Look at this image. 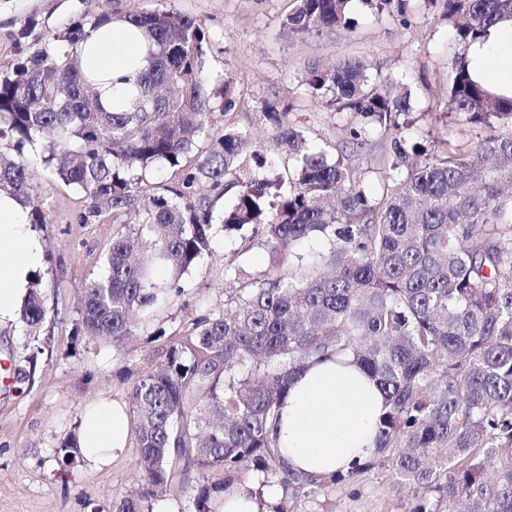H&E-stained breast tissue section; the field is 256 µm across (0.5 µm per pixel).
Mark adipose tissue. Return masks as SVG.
<instances>
[{"instance_id":"1","label":"adipose tissue","mask_w":512,"mask_h":512,"mask_svg":"<svg viewBox=\"0 0 512 512\" xmlns=\"http://www.w3.org/2000/svg\"><path fill=\"white\" fill-rule=\"evenodd\" d=\"M143 56L140 31L116 23L97 32L83 58L87 67L105 72L103 98L111 103L120 95L121 78L134 77L135 63ZM468 57L476 80L494 92L512 95V25L490 30L485 40L469 47ZM40 259L25 206L0 194V322L15 319ZM382 406L379 387L360 366L313 364L291 384L275 431L277 443L296 470L324 474L347 469L374 452ZM129 436L125 407L101 403L84 417L79 451L86 464L96 468L122 456Z\"/></svg>"}]
</instances>
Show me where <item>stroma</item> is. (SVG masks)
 Returning a JSON list of instances; mask_svg holds the SVG:
<instances>
[{"mask_svg": "<svg viewBox=\"0 0 512 512\" xmlns=\"http://www.w3.org/2000/svg\"><path fill=\"white\" fill-rule=\"evenodd\" d=\"M406 18L377 17L355 4L350 27L322 34L284 33L282 24L295 0H0V76L17 59L87 12L172 7L200 20L209 31V75L231 76L245 104L226 116V124L248 130L269 147L271 125L263 115L269 97L290 108L289 119L304 135L331 146L342 144L347 116L311 101L302 86L308 68L341 57L369 64L386 79L409 81L411 114L417 128L437 132L456 126L460 145L474 134L457 116H441L436 85L463 47L429 0H411ZM35 199L49 209L50 221L32 228L41 246L40 278L50 311L45 332L50 349L39 355L33 381L15 392L0 386V512H113L130 495L135 479V446L101 468L75 459L60 475L61 447L80 426L89 407L125 402L140 372L158 360V345L141 334L124 345L76 333L77 301L86 285L106 271L112 240L108 224H83L87 202L81 192L54 179L41 165L32 169ZM236 255L248 276L261 274L269 253L250 229L219 234L207 265L183 275V293L157 311L155 325L173 332L196 316L224 308V258ZM298 512H407L405 493L388 473L360 479L356 489L342 486L304 500Z\"/></svg>", "mask_w": 512, "mask_h": 512, "instance_id": "stroma-1", "label": "stroma"}]
</instances>
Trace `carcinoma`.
<instances>
[{
	"instance_id": "carcinoma-1",
	"label": "carcinoma",
	"mask_w": 512,
	"mask_h": 512,
	"mask_svg": "<svg viewBox=\"0 0 512 512\" xmlns=\"http://www.w3.org/2000/svg\"><path fill=\"white\" fill-rule=\"evenodd\" d=\"M283 28L305 36L348 26L352 0H296ZM376 15L405 17L409 0H360ZM441 20L463 46L512 24V0H442ZM137 27L147 65L121 102H103L83 50L112 23ZM209 37L174 8L86 13L0 77V193L31 207L28 150L87 200L83 224H113L106 272L78 298L76 329L121 342L181 295L180 280L213 254L215 224L252 227L270 253L255 278L224 261V311L195 317L161 342L160 361L127 392L140 490L115 512H149L182 498L183 512H220L224 495L256 494L250 477L282 491L275 512L374 471L395 476L409 512H512V97L476 82L465 54L451 63L444 112L477 130L460 146L449 128L434 150L407 130L411 90L371 76L359 59L314 66L307 95L350 115L345 144L376 138L375 191L358 168L308 143L277 101L265 102L278 167L249 133L227 126L241 96L225 76L209 91ZM232 204L215 214L217 202ZM326 248L291 264L294 249ZM166 267L161 284L155 269ZM20 321L40 341L41 289ZM349 358L383 393L376 449L330 476L292 469L272 433L292 379L313 362Z\"/></svg>"
}]
</instances>
